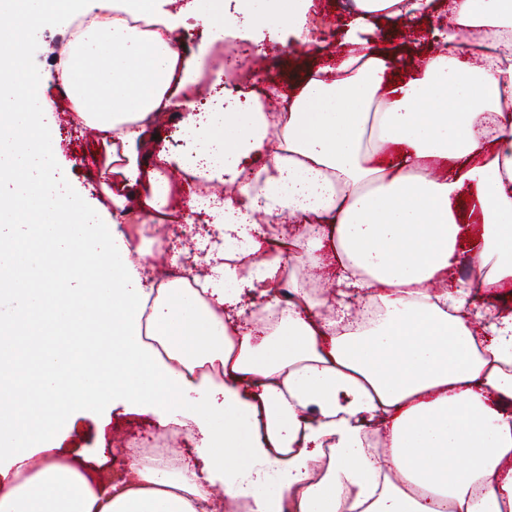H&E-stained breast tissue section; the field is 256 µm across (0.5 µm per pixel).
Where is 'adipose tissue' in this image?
<instances>
[{
	"mask_svg": "<svg viewBox=\"0 0 512 512\" xmlns=\"http://www.w3.org/2000/svg\"><path fill=\"white\" fill-rule=\"evenodd\" d=\"M161 0H0V223L24 220L29 277L0 271V296L22 300L0 323V512H224L249 500L250 512H503L512 505V313L488 321L465 282L448 283L467 233L462 203L484 228L474 258L489 266L483 288L512 287V48H466L471 30L512 27V0H449L447 54L429 56L401 84L386 76L395 62L374 46L371 23L396 26L404 0H360L336 77L310 73L284 108L254 98L237 110L183 115L186 151L147 150L198 73L177 47ZM84 4L91 24L69 40L57 80L75 117L101 134L99 192L122 217L124 260L100 255L87 271L61 240L74 225L100 224L63 178H45L54 158L55 106L27 76L30 43L61 13ZM145 16L148 30L128 25ZM447 161L437 175L432 159ZM258 181L236 197L189 201L218 216L226 230L256 214L300 227L305 242L336 257V303L353 294L380 304L382 318L363 330L324 316L281 257L261 260L225 294L205 281L209 300L173 280L146 282L151 252L136 240L142 224L166 220L165 170L207 182H238L242 167ZM85 282L69 295L51 284L54 269ZM287 282L292 299L263 333L236 332L240 304L253 293L275 304ZM153 331L144 335L142 313ZM112 338L111 355L75 369L86 322ZM70 343L42 352L43 336ZM41 358L51 385L30 393L20 381L25 356ZM220 365L223 383L195 375ZM121 392L198 435L193 465H136L94 484L59 458L48 441L56 412L87 392ZM391 448L381 458L368 433ZM331 456H324V449ZM277 492L260 493L267 481ZM222 485L223 496L213 492Z\"/></svg>",
	"mask_w": 512,
	"mask_h": 512,
	"instance_id": "1",
	"label": "adipose tissue"
}]
</instances>
